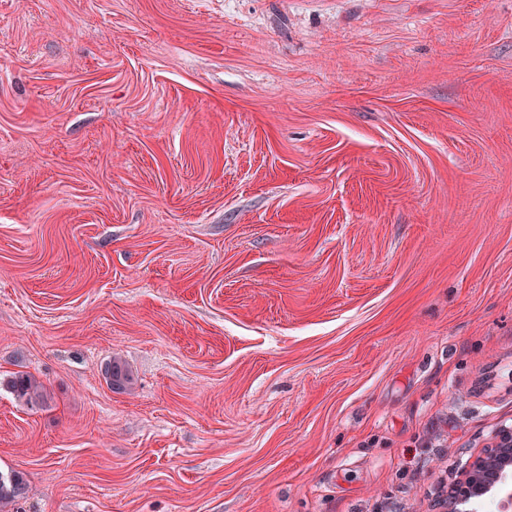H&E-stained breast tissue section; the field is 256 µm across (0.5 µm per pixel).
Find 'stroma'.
<instances>
[{
  "mask_svg": "<svg viewBox=\"0 0 512 512\" xmlns=\"http://www.w3.org/2000/svg\"><path fill=\"white\" fill-rule=\"evenodd\" d=\"M15 372L22 512H433L512 426V0H0ZM105 376L110 387L119 391H130L133 387V376L120 358L113 357L105 364ZM4 383L17 398L29 405H41L45 401L46 393L44 385L34 376L17 372L7 378Z\"/></svg>",
  "mask_w": 512,
  "mask_h": 512,
  "instance_id": "35a3bbf8",
  "label": "stroma"
}]
</instances>
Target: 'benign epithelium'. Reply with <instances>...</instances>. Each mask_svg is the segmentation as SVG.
I'll list each match as a JSON object with an SVG mask.
<instances>
[{
  "label": "benign epithelium",
  "mask_w": 512,
  "mask_h": 512,
  "mask_svg": "<svg viewBox=\"0 0 512 512\" xmlns=\"http://www.w3.org/2000/svg\"><path fill=\"white\" fill-rule=\"evenodd\" d=\"M461 481L450 497L457 503H469L512 482V427L501 430L494 444L462 467Z\"/></svg>",
  "instance_id": "obj_1"
}]
</instances>
